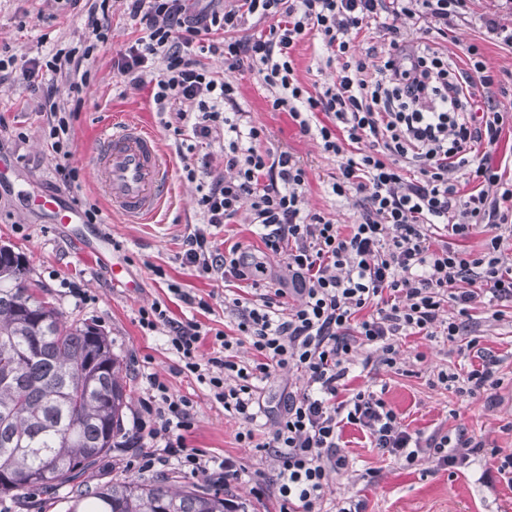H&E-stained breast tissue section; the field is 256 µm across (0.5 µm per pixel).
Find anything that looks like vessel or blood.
Here are the masks:
<instances>
[{
	"label": "vessel or blood",
	"mask_w": 512,
	"mask_h": 512,
	"mask_svg": "<svg viewBox=\"0 0 512 512\" xmlns=\"http://www.w3.org/2000/svg\"><path fill=\"white\" fill-rule=\"evenodd\" d=\"M91 163L96 183L114 211L144 223L162 210L171 186V165L156 135L136 122H104L94 132ZM36 206L52 212L57 223H76V210L56 197L41 196Z\"/></svg>",
	"instance_id": "vessel-or-blood-1"
}]
</instances>
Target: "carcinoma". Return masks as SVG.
I'll list each match as a JSON object with an SVG mask.
<instances>
[{"label":"carcinoma","mask_w":512,"mask_h":512,"mask_svg":"<svg viewBox=\"0 0 512 512\" xmlns=\"http://www.w3.org/2000/svg\"><path fill=\"white\" fill-rule=\"evenodd\" d=\"M25 259L0 251V495L26 509L36 488L70 486L67 512H226L224 493L170 478L83 479L132 438L122 363L95 324L68 322Z\"/></svg>","instance_id":"obj_1"}]
</instances>
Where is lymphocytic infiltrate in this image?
<instances>
[{
    "instance_id": "1",
    "label": "lymphocytic infiltrate",
    "mask_w": 512,
    "mask_h": 512,
    "mask_svg": "<svg viewBox=\"0 0 512 512\" xmlns=\"http://www.w3.org/2000/svg\"><path fill=\"white\" fill-rule=\"evenodd\" d=\"M140 36L112 59L117 77L150 81L153 102L174 121L187 151L197 144L224 140V171L184 166L197 185L203 225L183 239L182 262L198 273L225 281H246L259 290L267 270L249 261L241 244L219 248L210 228L234 223L240 211L267 250L282 259L298 305L283 308L284 289L259 299H233L236 332L213 334L207 361L198 359L201 336L196 322H181L155 302L139 310L142 329L165 332L184 370L209 386L225 413L244 424L236 439L273 452L277 476L267 482L281 512H322L334 475L349 467L341 450L343 425L366 431L371 445L411 466L428 458L437 466L460 469L480 455L490 464L485 484L503 479L512 485V455L465 431L424 438L409 433L381 395L349 392L347 380L356 347H367L380 363H397L400 338H466L480 358L467 376L439 371L437 382L461 396L496 389L497 361L479 348L473 335L475 312L502 315L498 305L512 303V252L502 244L512 214L501 202L512 200V182L492 163L503 124L502 108L492 96L495 76L479 44L466 48L467 69H459L441 50L456 22L467 19L469 0H237L236 5L199 7V0H126ZM420 22V35L404 38L400 19ZM267 23L266 31L247 35L248 21ZM377 23L382 45L369 58L357 57L353 40L368 23ZM84 47H53L17 64L0 57V82L38 94L40 110L58 172L74 186L73 136L62 117L55 84L46 74L65 76L74 104L91 72L84 62L107 43L109 25L89 7ZM313 37L335 75L309 92L295 76L292 51ZM223 56L229 69H258L274 89L273 110L288 113L302 135L315 137L324 152L340 157L332 194L355 198L358 215L349 232L319 214L302 209L307 171L287 151L262 145L263 131L245 120L236 84L208 70L204 55ZM325 121H317V113ZM414 176H405V169ZM465 172L479 188L462 193L456 178ZM499 196H490L491 188ZM489 235L480 250L451 246L477 226ZM456 308L442 317L441 305ZM249 344L258 358L238 364L235 349ZM300 372L301 387L282 396L271 430L257 438L262 410L260 391L274 372ZM144 404L154 424L153 448L141 455V470L156 464L155 449L175 457L184 473L208 475L215 482L240 479L243 468L231 457H209L190 448L184 437L194 402L172 394L158 374L147 376Z\"/></svg>"
}]
</instances>
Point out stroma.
Returning a JSON list of instances; mask_svg holds the SVG:
<instances>
[{"instance_id": "1", "label": "stroma", "mask_w": 512, "mask_h": 512, "mask_svg": "<svg viewBox=\"0 0 512 512\" xmlns=\"http://www.w3.org/2000/svg\"><path fill=\"white\" fill-rule=\"evenodd\" d=\"M486 14L497 15L501 24L512 28V0H471L468 20L457 23L442 47L462 67L467 63L464 47L474 42L482 45L486 65L498 79L494 95L509 108L493 155L494 163L500 165L512 158V47L484 39L479 18ZM108 16L109 43L88 60L92 78L83 94L84 104L70 115L78 189L68 191L62 186L58 158L44 136L38 98L0 84V121L6 125L5 131H0V162L7 166L0 173V245L25 254L33 278L46 290L47 300L67 320L93 323L104 331L113 352L124 364L122 375L131 392L124 419L127 432L136 430L141 402L148 395L147 374L158 373L171 392L194 402L192 425L185 434L188 446L209 456H232L245 468V476L229 490L241 512H279L276 498L269 493L256 495L250 478L251 472L257 470L272 476L277 466L274 457L239 444L236 434L242 428L241 422L225 415L208 387L195 375L178 371L179 359L169 350L162 332L143 330L139 324L140 308L156 301L164 303L174 318L197 322L205 330L199 355L208 358L212 342L208 330L232 331L236 318L225 302L246 294L249 287L243 281L226 283L208 278L183 265L182 237L198 222L194 208L198 192L195 184L182 178L180 168L186 162L196 163L200 155L206 154L212 170L223 172L224 152L221 144L215 143L206 149L196 148L187 158L177 157L175 137L163 127L149 86L123 83L112 72L113 57L139 35L124 0H109ZM86 38L80 11H62L58 0H0L2 53L32 57L60 43L82 45ZM293 59L296 77L308 91H315L331 75L321 61L315 40L308 38L298 43ZM204 63L237 82L240 107L248 112L253 124L267 130L264 147L287 150L300 157L308 171L305 209L341 225L354 223V199L340 198L327 190L328 183L339 174L340 158L324 153L316 139L301 135L288 113L272 111L271 93L257 71L230 70L218 56L207 57ZM127 114L156 131L173 168L169 201L156 220L146 224L112 212L92 178L89 155L95 125ZM45 194L58 195L68 205L76 201L83 207H98L100 223L53 224L46 212L31 204L34 197ZM215 240L243 243L254 260L265 263L269 276L283 271L278 259L254 233L248 212H241L235 223L223 226ZM115 265L123 270L124 281L119 285L109 274ZM157 267L164 270V277L154 275ZM172 282L208 299L209 310L185 304L169 290ZM477 334L481 347L499 362L497 376L502 385L495 391V403H488L483 393L461 397L444 387L429 386V377L439 370L464 375L470 369L458 344L439 338L402 339L400 370L375 362L353 379L352 385L384 388V400L411 434L425 438L437 430L452 432L463 428L482 438L487 447L512 454V431L507 428L512 422V313H506L500 321L481 320ZM341 440L351 465L336 476L328 501L356 495L365 501L366 512H512L511 485L502 480L491 488L481 483L483 458H475L467 469L456 473L434 469L426 459L406 468L372 448L357 426L345 425ZM368 471L373 472V480H365Z\"/></svg>"}]
</instances>
